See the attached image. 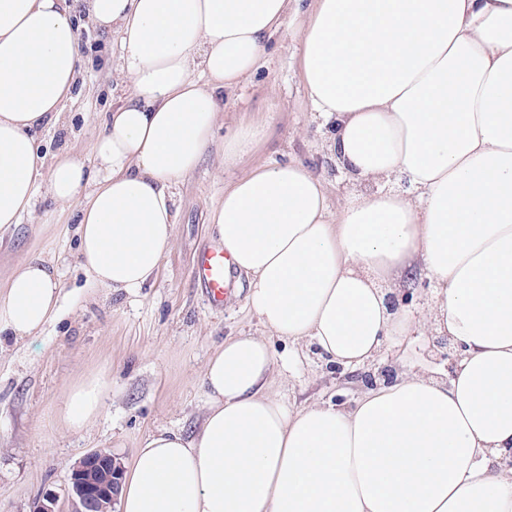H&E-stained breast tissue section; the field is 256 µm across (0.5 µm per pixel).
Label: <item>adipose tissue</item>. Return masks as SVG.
<instances>
[{"instance_id":"ef3b65f1","label":"adipose tissue","mask_w":512,"mask_h":512,"mask_svg":"<svg viewBox=\"0 0 512 512\" xmlns=\"http://www.w3.org/2000/svg\"><path fill=\"white\" fill-rule=\"evenodd\" d=\"M116 37L129 95L93 163H39L77 81L66 0H0V228L39 187L77 205L78 260L96 287L135 291L175 239L174 187L224 115L219 90L258 70L290 0H83ZM301 67L327 149L353 186L331 206L300 164L241 173L210 230L250 278L265 335L231 336L203 372L197 433L142 442L118 512H512V0H316ZM409 188L396 189L397 180ZM424 272L428 310L386 299ZM52 262L15 266L0 332L39 334L59 312ZM428 331L464 348L449 382L409 370L353 406L292 410L267 392L268 336L359 366L385 337ZM104 386H74L71 430Z\"/></svg>"}]
</instances>
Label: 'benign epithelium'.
<instances>
[{"label":"benign epithelium","instance_id":"benign-epithelium-1","mask_svg":"<svg viewBox=\"0 0 512 512\" xmlns=\"http://www.w3.org/2000/svg\"><path fill=\"white\" fill-rule=\"evenodd\" d=\"M430 352L446 356L454 363L463 357L462 347L454 344L447 336H430ZM398 369L394 365H384L377 373L362 371L356 378L366 386H374L376 378L390 384ZM123 467L113 455L94 450L86 453L70 470L71 512H110L109 505L117 500Z\"/></svg>","mask_w":512,"mask_h":512}]
</instances>
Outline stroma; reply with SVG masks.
<instances>
[{"label": "stroma", "instance_id": "stroma-1", "mask_svg": "<svg viewBox=\"0 0 512 512\" xmlns=\"http://www.w3.org/2000/svg\"><path fill=\"white\" fill-rule=\"evenodd\" d=\"M315 0L298 11L271 39L265 63L247 81L221 92L224 118L200 166L174 188L178 207L175 241L151 283L137 292L95 287L77 259L76 207L61 208L39 193L33 217L0 229V289L12 269L31 258L53 261L62 283L61 311L39 335L0 342V512H30L41 493L70 499L68 471L87 452L104 450L131 466L143 438L160 429L190 433L206 411L203 370L229 336L262 330L247 303L248 284L237 277L223 307L211 306L194 280L201 251L215 241L209 210L243 171L298 163L319 175L330 203L348 184L326 150V132L313 121L300 64V29ZM73 16L82 55L73 98L60 126L39 132L43 167L61 155L91 162L101 122L129 93L118 78L112 36L87 26L81 9ZM257 130L248 153L220 169L224 141L238 126ZM274 374L270 394L295 409L345 399L363 390L337 376L335 363L313 346L272 338ZM405 358L415 370L444 381L447 359L427 356V341L407 348L385 339L376 360ZM99 377L106 383L102 409L87 427L67 428L62 411L70 389Z\"/></svg>", "mask_w": 512, "mask_h": 512}]
</instances>
